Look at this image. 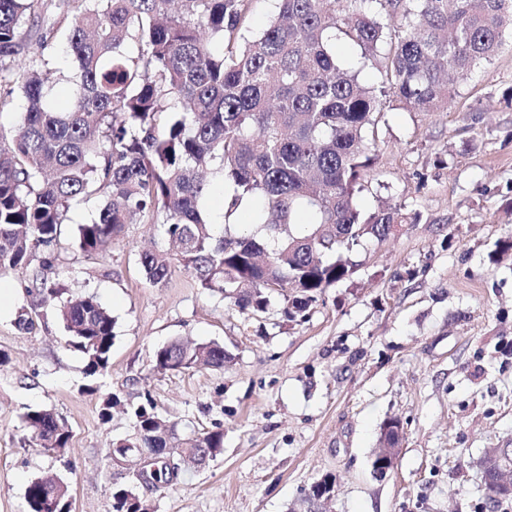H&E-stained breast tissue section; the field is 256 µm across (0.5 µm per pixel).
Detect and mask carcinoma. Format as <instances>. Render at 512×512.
Wrapping results in <instances>:
<instances>
[{"mask_svg": "<svg viewBox=\"0 0 512 512\" xmlns=\"http://www.w3.org/2000/svg\"><path fill=\"white\" fill-rule=\"evenodd\" d=\"M251 0H62L45 38L66 35L77 65L70 104L49 105L44 53L25 31L45 20V0H0V109L16 89L23 120L0 131V270L28 267L37 253L53 266L65 212L105 199L78 229V247L103 253L127 224L162 221L178 252L145 251L146 280L164 284L176 260L200 288L241 311L267 310L283 298L291 322L305 321L327 289L359 265L365 242L386 241L398 224L418 221L397 204L364 212L356 196L372 170L381 115L395 102L408 112H438L465 80L512 36V0H279L258 35ZM402 16L390 26L382 15ZM357 46L380 81L367 85L336 58L334 42ZM228 188L224 232L202 212L206 174ZM253 203L251 236L231 229L242 201ZM65 347L81 353L88 376L105 371L114 318L94 296L60 304ZM224 347L173 341L153 356L152 371L199 364L223 369ZM24 442L50 453L67 446V422L47 408L28 410ZM132 436L116 448H153L164 458L176 424L152 403L134 411ZM211 458L224 452V430L181 443ZM494 504L512 491L492 481ZM26 512H70V486L39 477ZM135 486L112 490V512H149Z\"/></svg>", "mask_w": 512, "mask_h": 512, "instance_id": "obj_1", "label": "carcinoma"}]
</instances>
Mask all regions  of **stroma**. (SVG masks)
I'll return each mask as SVG.
<instances>
[{
    "label": "stroma",
    "instance_id": "obj_1",
    "mask_svg": "<svg viewBox=\"0 0 512 512\" xmlns=\"http://www.w3.org/2000/svg\"><path fill=\"white\" fill-rule=\"evenodd\" d=\"M512 43L478 66L441 112L388 110L374 173L357 198L420 212L395 238L368 245L352 278L328 289L305 322L283 301L241 312L172 264L146 281L141 251L168 248L160 224H129L101 254L78 247L99 200L65 214L52 278L66 297L96 296L114 319L106 371L85 374L63 346L56 302L27 294L30 273L0 272V512H23L28 484L53 473L72 512H112V490L136 484L143 464L111 463L112 441L134 432L131 411L153 400L179 438L221 426L224 453L183 466L150 491L155 512H297L310 486L332 477L321 512H512L491 505L479 462L512 448ZM37 323L21 331L20 312ZM216 342L223 369L156 374L172 340ZM118 403L105 409L107 396ZM45 407L71 430L68 448L25 446L23 415ZM398 419L399 458L384 477L373 461L384 423Z\"/></svg>",
    "mask_w": 512,
    "mask_h": 512
}]
</instances>
